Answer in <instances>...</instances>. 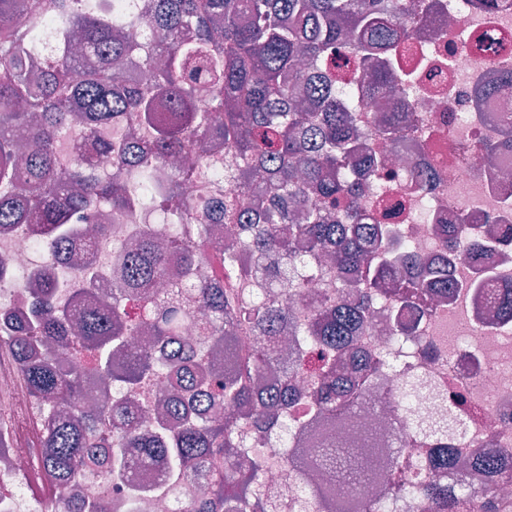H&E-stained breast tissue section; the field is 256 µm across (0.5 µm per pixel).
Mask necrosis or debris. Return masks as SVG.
Instances as JSON below:
<instances>
[{"label":"necrosis or debris","instance_id":"obj_1","mask_svg":"<svg viewBox=\"0 0 512 512\" xmlns=\"http://www.w3.org/2000/svg\"><path fill=\"white\" fill-rule=\"evenodd\" d=\"M420 40H434V50L413 55L403 44L389 52L400 67L413 74L420 91L408 98L404 109L413 118L404 136L394 143L380 137L373 114L362 108L354 120L370 148L398 172L390 183H379L375 173L360 177L357 202L371 217L384 207H396L391 221L402 239L426 257L447 249L434 228L439 224L467 222L480 235L498 236L512 224V152H500L512 130V5H490L486 0L449 13L445 21L423 25ZM496 148L498 174H491L481 156L462 161L460 149ZM431 163L436 178L419 190L412 170ZM105 226L111 240L143 233L164 237L160 218L144 224L118 220L100 211L87 235ZM28 225L0 228V256H8L6 275L0 276V337L11 334L6 319L25 306L31 281L56 262L55 254L32 246ZM449 271L456 283L453 295L420 322L413 338L394 336L385 317L388 303L379 304L358 333L356 342L373 359L371 383L363 399L347 411L352 433L369 432V445L387 448L375 458L374 476L396 478L406 463L418 462L423 476L431 471L423 453L431 439L447 432L448 446L456 458L454 472L441 480L455 486L477 457L503 464L494 503L482 492L465 502V512H512V320L494 318V307L470 287L476 276L512 288V258L490 257L478 262L453 255ZM435 346L430 360L419 355L425 343ZM42 402L25 382L24 364L9 349L0 350V512H38L36 488L42 456ZM266 468L261 482L272 499H288L290 512H316L300 491L302 475L291 468L275 445H267ZM165 470L156 463L142 471L131 488L117 489L101 469L84 470L79 485L86 495L114 502L117 512H190L206 497L209 481L195 480L188 488L165 489Z\"/></svg>","mask_w":512,"mask_h":512}]
</instances>
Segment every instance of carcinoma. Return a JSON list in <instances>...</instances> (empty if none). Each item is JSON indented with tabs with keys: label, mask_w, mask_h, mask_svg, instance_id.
Segmentation results:
<instances>
[{
	"label": "carcinoma",
	"mask_w": 512,
	"mask_h": 512,
	"mask_svg": "<svg viewBox=\"0 0 512 512\" xmlns=\"http://www.w3.org/2000/svg\"><path fill=\"white\" fill-rule=\"evenodd\" d=\"M430 16L429 0H144L125 15L110 0H0V227L33 224L41 246L58 252L104 204L128 221L160 214L174 233L164 246L139 236L112 297L76 309L62 300L73 280L69 253L15 317L9 345L52 423L42 480L56 500L77 497L110 414L114 481L129 484L138 466L161 461L173 482L209 474L211 493L196 512H224L229 499L241 512H265V455L245 447L239 409L261 405L250 420L256 441L288 430L284 456L300 461L314 424L343 418L364 391L352 373L353 336L372 305L391 301V329L409 337L433 302L451 296L448 266L411 245L396 251L395 225L366 223L352 165L367 151L365 136L352 125L355 96L344 94L361 81L379 92L405 84L378 50L412 40ZM141 25L146 40L133 35ZM339 45L361 66L349 83L331 69ZM405 119L382 113L380 135L398 140ZM189 140L198 154L185 153ZM210 143L224 144L222 172L206 157ZM89 146L129 178L100 176ZM223 177L237 196L220 194ZM209 219L240 225L243 249L212 241ZM476 228L443 232L450 245L486 257L494 249ZM204 261L208 275L193 278ZM352 272L363 286L347 280ZM326 273L345 283L348 298L310 301L311 320L298 323L288 301ZM475 287L512 319V289ZM184 291L196 339L180 349ZM143 329L148 348L131 341ZM245 336L257 337L254 345ZM63 343L89 359V375L52 358ZM305 366L313 383L297 394L288 379ZM156 383L170 390L162 420L145 429L125 396ZM218 399L223 417L207 413ZM429 456L435 469L455 465L444 445ZM406 483L420 512H456L447 486L405 473L371 494L353 490L352 512H376Z\"/></svg>",
	"instance_id": "carcinoma-1"
}]
</instances>
